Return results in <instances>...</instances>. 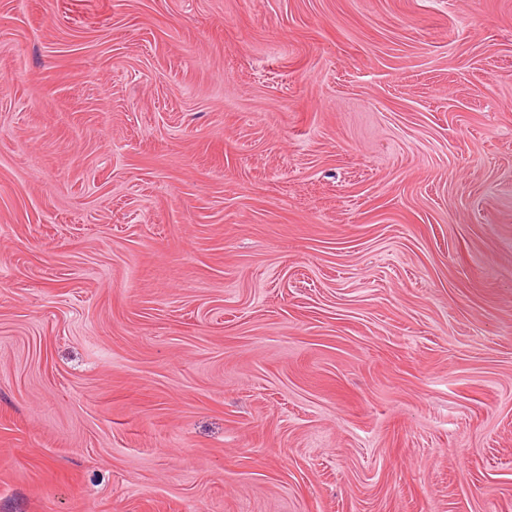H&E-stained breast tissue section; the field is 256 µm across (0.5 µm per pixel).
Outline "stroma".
Segmentation results:
<instances>
[{
  "mask_svg": "<svg viewBox=\"0 0 512 512\" xmlns=\"http://www.w3.org/2000/svg\"><path fill=\"white\" fill-rule=\"evenodd\" d=\"M0 512H512V0H0Z\"/></svg>",
  "mask_w": 512,
  "mask_h": 512,
  "instance_id": "35a3bbf8",
  "label": "stroma"
}]
</instances>
